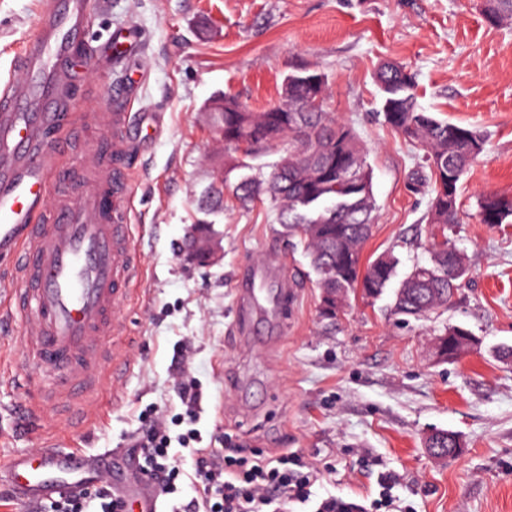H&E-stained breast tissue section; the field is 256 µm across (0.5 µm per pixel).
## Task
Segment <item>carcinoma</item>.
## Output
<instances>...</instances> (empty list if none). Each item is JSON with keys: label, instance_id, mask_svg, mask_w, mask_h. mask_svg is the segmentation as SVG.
Segmentation results:
<instances>
[{"label": "carcinoma", "instance_id": "1", "mask_svg": "<svg viewBox=\"0 0 512 512\" xmlns=\"http://www.w3.org/2000/svg\"><path fill=\"white\" fill-rule=\"evenodd\" d=\"M480 10L488 23L497 24L512 18V0H480ZM376 81L385 93V122L424 151L423 164L434 183L427 221L446 229L458 221V184L481 153L483 138L474 129L437 119L423 109L415 93L416 74L403 65L381 63ZM218 123L224 143L245 158L281 147L265 188L248 179L232 186L233 195L242 202L265 195L278 223L303 236L319 290L334 288L345 303L356 291L366 298L381 295L398 258L390 249L365 266L361 263L376 211L371 172L352 127L328 111L326 84L287 78L280 99L261 112L226 93ZM477 216L484 224L508 223L512 195L480 197ZM437 267L448 271L447 279H434ZM467 275L465 254L455 245L433 248L430 262L414 266L398 288L396 313L419 319L448 307ZM442 335L448 337L450 362L477 346L469 329L460 325L444 328Z\"/></svg>", "mask_w": 512, "mask_h": 512}]
</instances>
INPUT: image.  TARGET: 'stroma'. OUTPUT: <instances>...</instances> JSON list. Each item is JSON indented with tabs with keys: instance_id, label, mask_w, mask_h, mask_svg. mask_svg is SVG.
I'll use <instances>...</instances> for the list:
<instances>
[{
	"instance_id": "stroma-1",
	"label": "stroma",
	"mask_w": 512,
	"mask_h": 512,
	"mask_svg": "<svg viewBox=\"0 0 512 512\" xmlns=\"http://www.w3.org/2000/svg\"><path fill=\"white\" fill-rule=\"evenodd\" d=\"M41 0H0V81L35 30ZM480 0H104L87 29L70 83L79 111L126 112L134 126L126 164L134 248L142 277L120 314L132 366L99 397L87 422L48 398L37 420L15 413L56 375L35 367L0 333V465L41 442L82 454L111 453L112 479L130 472V439L148 406L178 412L182 377L201 383L198 427L205 445L296 450L324 475L318 495L376 496L378 472L415 512H512V223L484 224L477 199L512 193V20L483 18ZM129 29L121 59L102 66L111 36ZM393 60L417 75L419 104L440 119L476 129L484 149L460 181V222L446 232L464 251L469 276L453 303L402 321L395 286L378 298L352 297L337 319L321 318L316 274L298 235L279 224L265 199L241 206L231 190L207 196L216 174L231 184L265 182L271 151L230 166L236 152L213 133L208 105L231 93L254 111L279 99L284 77L307 64L327 77L330 110L351 125L372 173L375 223L369 259L393 250L397 279L428 262L435 228L426 221L430 186L414 185L420 151L387 126L374 73ZM211 224L224 257L200 267L185 258L194 224ZM285 260L296 285L280 345L255 318L239 324L237 273L264 255ZM468 328L479 342L456 362L438 361L436 331ZM183 344L184 372L173 363ZM436 430L463 448L439 459L424 446Z\"/></svg>"
}]
</instances>
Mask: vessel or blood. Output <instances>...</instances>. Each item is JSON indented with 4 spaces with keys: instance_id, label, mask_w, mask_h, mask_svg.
Listing matches in <instances>:
<instances>
[{
    "instance_id": "1",
    "label": "vessel or blood",
    "mask_w": 512,
    "mask_h": 512,
    "mask_svg": "<svg viewBox=\"0 0 512 512\" xmlns=\"http://www.w3.org/2000/svg\"><path fill=\"white\" fill-rule=\"evenodd\" d=\"M93 0H43L34 34L22 45L14 72L0 83V254L12 260L18 286L0 312L18 317V341L38 366L53 369L55 396L84 406L106 372L120 374L129 359L105 369L125 336L119 311L141 278L130 224V173L125 166L127 115L91 114L101 143L80 152L67 169L69 129L76 115L63 105L65 87L83 41ZM273 256L239 277L240 322L254 313L284 319L294 290L275 289L269 305L254 302L257 282L278 272ZM105 467L77 450L42 448L0 467L22 501L68 495L99 481ZM129 512H158L152 492L136 481L123 489Z\"/></svg>"
}]
</instances>
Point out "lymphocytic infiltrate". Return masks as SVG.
<instances>
[{
  "label": "lymphocytic infiltrate",
  "mask_w": 512,
  "mask_h": 512,
  "mask_svg": "<svg viewBox=\"0 0 512 512\" xmlns=\"http://www.w3.org/2000/svg\"><path fill=\"white\" fill-rule=\"evenodd\" d=\"M201 383L189 381L179 387L182 411L172 418L156 416L146 430L133 438L132 448L143 455L138 470L171 505L170 512H298L311 505L315 512H397L396 477L379 476L377 498L368 504L336 495L317 498L314 486L319 472L299 452L269 453L264 450L242 454L236 449L218 454L202 447L197 427L203 411ZM179 433H172V426ZM200 489V495L180 503L184 482ZM99 512H123L119 490L108 485L60 497L50 503L51 512H88L91 504Z\"/></svg>",
  "instance_id": "obj_1"
}]
</instances>
